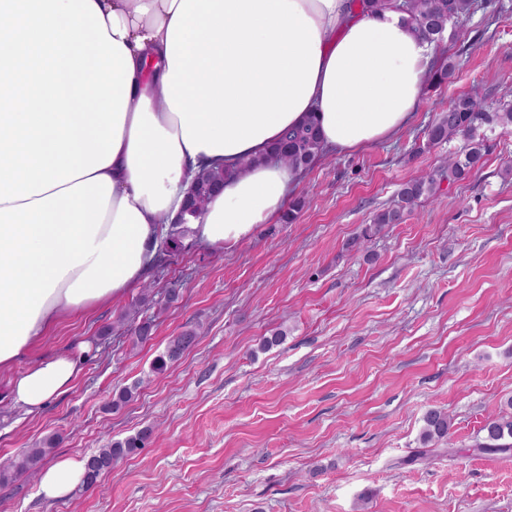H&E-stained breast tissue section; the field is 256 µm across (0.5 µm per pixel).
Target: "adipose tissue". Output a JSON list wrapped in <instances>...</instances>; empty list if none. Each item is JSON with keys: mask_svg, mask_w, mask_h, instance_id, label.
<instances>
[{"mask_svg": "<svg viewBox=\"0 0 512 512\" xmlns=\"http://www.w3.org/2000/svg\"><path fill=\"white\" fill-rule=\"evenodd\" d=\"M437 66L404 13L355 0H0V373L32 359L14 406L73 388L91 341L38 347L146 279L201 170L226 178L185 236L237 246L301 184L268 156L286 129L316 116L328 153L389 140ZM84 475L59 458L37 491Z\"/></svg>", "mask_w": 512, "mask_h": 512, "instance_id": "adipose-tissue-1", "label": "adipose tissue"}]
</instances>
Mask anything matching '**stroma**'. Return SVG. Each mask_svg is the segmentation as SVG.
<instances>
[{"label": "stroma", "mask_w": 512, "mask_h": 512, "mask_svg": "<svg viewBox=\"0 0 512 512\" xmlns=\"http://www.w3.org/2000/svg\"><path fill=\"white\" fill-rule=\"evenodd\" d=\"M437 54L455 61L453 76L425 84L398 138L307 168L295 223L278 217L231 249L188 240L154 268L155 292L180 293L163 314L142 310L153 321L144 346L101 333L139 297L134 287L51 330L40 353L81 336L95 349L45 408L13 407L0 376V466L51 434L54 457H87L154 430L138 456L66 499L15 477L0 485V512H512V455L473 450L512 396V127L489 132L478 171L352 244L402 184L463 147L428 143L439 113L476 85L495 111L512 87V0H484ZM188 325L200 329L196 346L152 375ZM277 329L285 341L261 349ZM131 385L133 398L109 408ZM431 407L452 428L425 447Z\"/></svg>", "instance_id": "stroma-1"}]
</instances>
